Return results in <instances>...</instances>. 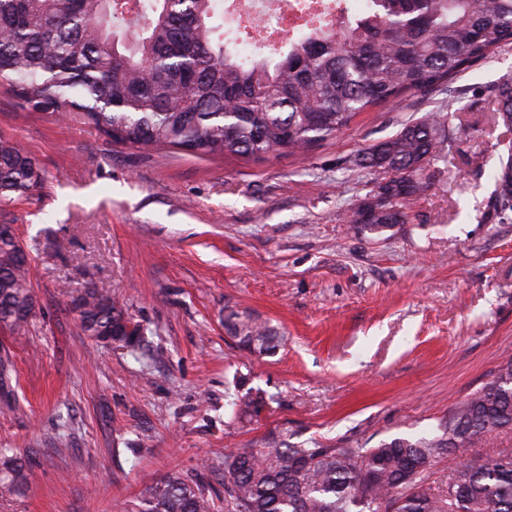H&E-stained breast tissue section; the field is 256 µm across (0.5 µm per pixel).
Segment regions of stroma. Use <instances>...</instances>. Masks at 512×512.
I'll use <instances>...</instances> for the list:
<instances>
[{"instance_id":"obj_1","label":"stroma","mask_w":512,"mask_h":512,"mask_svg":"<svg viewBox=\"0 0 512 512\" xmlns=\"http://www.w3.org/2000/svg\"><path fill=\"white\" fill-rule=\"evenodd\" d=\"M506 80L512 45L259 158L116 144L0 85V138L45 172L33 196L0 203L37 297L29 336L9 343L16 404H0V447L26 460L30 488L0 512H123L172 472L229 512L225 454L270 431L365 448L434 431L512 356V211L491 177L505 139L492 91ZM431 112L450 136L429 187L386 238L358 233L346 217L376 176L355 156ZM87 288L146 328L139 349L80 330ZM228 307L268 321L280 349L240 350ZM240 377L270 399L246 425L228 406Z\"/></svg>"}]
</instances>
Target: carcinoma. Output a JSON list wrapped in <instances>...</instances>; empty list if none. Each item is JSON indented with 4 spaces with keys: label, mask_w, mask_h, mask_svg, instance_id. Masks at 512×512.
<instances>
[{
    "label": "carcinoma",
    "mask_w": 512,
    "mask_h": 512,
    "mask_svg": "<svg viewBox=\"0 0 512 512\" xmlns=\"http://www.w3.org/2000/svg\"><path fill=\"white\" fill-rule=\"evenodd\" d=\"M117 0H0V81L44 112H74L113 142L166 146L198 156L259 157L302 149L349 126L360 112L444 82L512 44V0H370L334 32L290 42L277 60L244 62L211 35L215 0H145L126 21ZM496 119L512 131V84L493 92ZM448 125L428 113L379 141L353 166L387 179L349 214L379 238L407 221V206L429 186ZM44 174L17 142L0 139V202L29 196ZM496 202L512 210V148L494 172ZM21 243L0 238V329L31 333L36 296ZM81 330L112 336L127 315L88 288L77 299ZM224 330L252 355L276 352L280 336L253 315L229 310ZM14 366L0 348V399L12 407ZM268 398L249 389L230 402L234 418L260 414ZM512 429V357L493 380L457 403L432 436H395L373 448L291 443L271 431L260 447L224 456L233 512H512V455H470L436 493L426 471L436 460ZM29 472L0 448V500L24 495ZM133 512H216L188 475L169 473Z\"/></svg>",
    "instance_id": "1"
}]
</instances>
